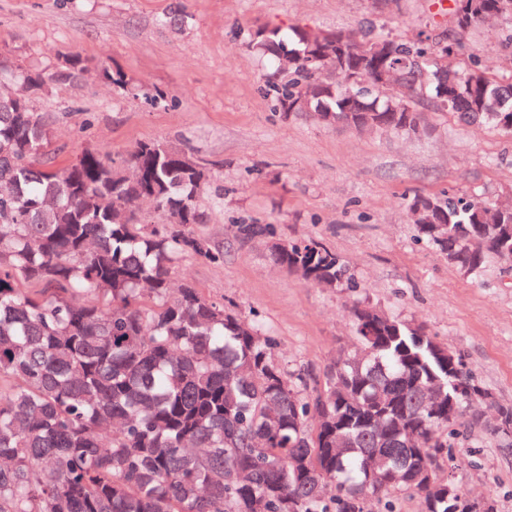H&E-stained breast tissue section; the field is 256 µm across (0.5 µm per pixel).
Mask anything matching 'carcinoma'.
<instances>
[{"label":"carcinoma","mask_w":512,"mask_h":512,"mask_svg":"<svg viewBox=\"0 0 512 512\" xmlns=\"http://www.w3.org/2000/svg\"><path fill=\"white\" fill-rule=\"evenodd\" d=\"M497 14L512 24V0H453L452 33L438 38L358 39L346 60L336 45L296 27L256 32L249 48L293 78L272 84L279 109L353 124L359 132L412 133L422 108L512 133V81L477 58L462 64L460 34ZM462 79L443 97L421 81L394 95L370 74L383 57L414 64L433 50ZM0 98V512H379L416 498L420 512H467L455 479L460 418L486 393L461 355L423 327L352 308L358 347L323 379L287 369L272 339L187 285L170 296L172 265L186 253L221 263L224 252L194 234L204 171L180 150L139 143L131 180L101 151L62 169L42 161L49 116ZM147 200L158 224L131 219ZM441 224L418 238L478 275L492 259L512 262V207L443 192L414 197ZM238 238H271V224H239ZM274 262L334 287L346 267L308 238L274 248ZM27 283L41 289L30 291ZM93 293L95 304L80 299ZM497 437L512 446V405L497 407Z\"/></svg>","instance_id":"obj_1"}]
</instances>
